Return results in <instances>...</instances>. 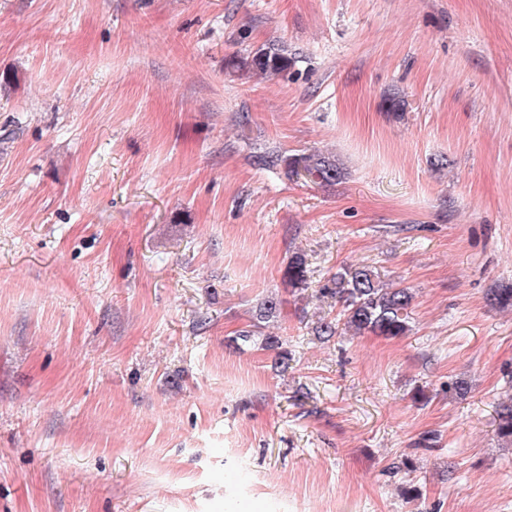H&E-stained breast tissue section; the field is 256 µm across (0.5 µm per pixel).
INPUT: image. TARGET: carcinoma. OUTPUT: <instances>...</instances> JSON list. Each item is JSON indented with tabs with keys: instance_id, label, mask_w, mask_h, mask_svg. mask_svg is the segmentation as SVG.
Here are the masks:
<instances>
[{
	"instance_id": "cac0c4a2",
	"label": "carcinoma",
	"mask_w": 512,
	"mask_h": 512,
	"mask_svg": "<svg viewBox=\"0 0 512 512\" xmlns=\"http://www.w3.org/2000/svg\"><path fill=\"white\" fill-rule=\"evenodd\" d=\"M290 60L284 47L270 44L259 48L252 55L239 59L234 66L249 69L262 75L279 76L288 70ZM254 164L261 168H283L286 173L304 175L321 183H336L345 176L342 164L323 153L283 155L277 151L258 155ZM283 279L291 288H303L308 281L307 260L302 254L294 255L288 262ZM320 294L336 298L341 305L336 321L322 320L316 326L318 335L335 336L343 329L353 336L366 334L395 338L412 331L411 315L414 294L409 288L393 287L380 279L371 267L350 265L327 278L320 287ZM281 300L276 296L265 298L256 309L257 323L242 330L237 339L250 342L256 337L261 323L277 317ZM497 435L512 442V402L499 406L496 420Z\"/></svg>"
}]
</instances>
